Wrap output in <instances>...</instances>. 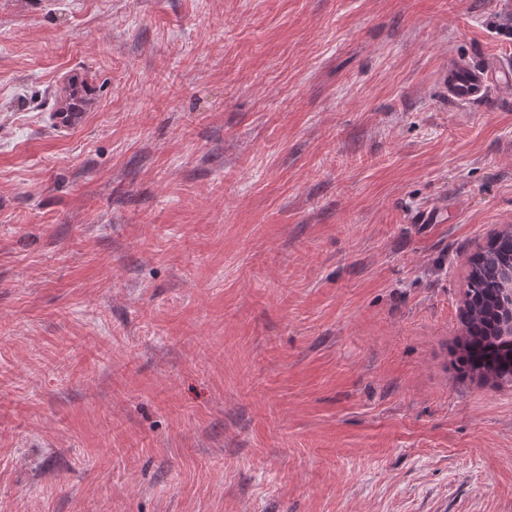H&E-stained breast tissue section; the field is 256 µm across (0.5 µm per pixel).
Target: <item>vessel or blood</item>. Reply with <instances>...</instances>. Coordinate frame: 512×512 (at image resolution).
Masks as SVG:
<instances>
[{"label":"vessel or blood","mask_w":512,"mask_h":512,"mask_svg":"<svg viewBox=\"0 0 512 512\" xmlns=\"http://www.w3.org/2000/svg\"><path fill=\"white\" fill-rule=\"evenodd\" d=\"M448 98L461 105H473L485 100L495 89L512 87V62L487 59L479 64L455 61L445 73Z\"/></svg>","instance_id":"obj_1"}]
</instances>
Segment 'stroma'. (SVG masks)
Here are the masks:
<instances>
[{"label":"stroma","mask_w":512,"mask_h":512,"mask_svg":"<svg viewBox=\"0 0 512 512\" xmlns=\"http://www.w3.org/2000/svg\"><path fill=\"white\" fill-rule=\"evenodd\" d=\"M492 57L512 0H0V512H512ZM448 99L461 105L485 100L494 89H511L512 63L504 59H486L480 64L454 61L445 72ZM84 103L83 90L80 86L71 84L64 90L62 96L58 98L57 105L66 107L65 113H51L53 123L62 131H68L75 128L82 120L83 114L80 112ZM491 241L474 259L464 291L470 336L463 343V350H460L457 367L464 374L476 372L478 376L507 383L509 381L505 370L508 359L512 374V335L499 334L501 283L495 271L512 260V241L506 237ZM472 346L473 357L470 358L469 350Z\"/></svg>","instance_id":"stroma-1"}]
</instances>
